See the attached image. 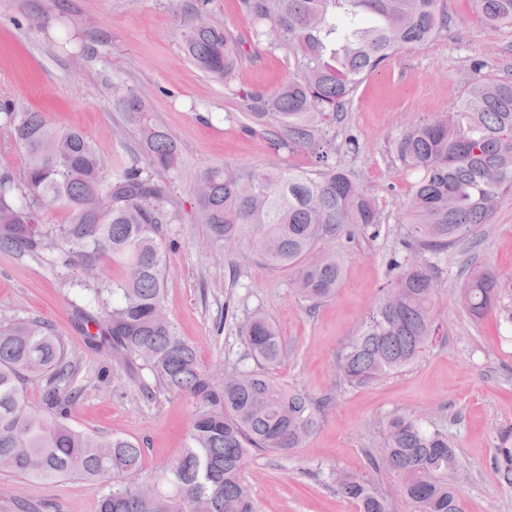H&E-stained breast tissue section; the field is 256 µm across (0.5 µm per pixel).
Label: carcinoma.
I'll return each mask as SVG.
<instances>
[{
  "label": "carcinoma",
  "mask_w": 512,
  "mask_h": 512,
  "mask_svg": "<svg viewBox=\"0 0 512 512\" xmlns=\"http://www.w3.org/2000/svg\"><path fill=\"white\" fill-rule=\"evenodd\" d=\"M493 35L512 34V0H471ZM240 12L282 54L292 70L276 92L236 89L244 45L216 23L206 0L185 12V57L224 88L241 95V122L266 127L273 149L304 151L316 170L274 173L216 165L194 184L195 220L205 242L222 256L234 248L294 273L293 288L313 305L330 297L342 274L323 250L336 237L378 238L384 219L355 172L340 160L328 123L365 76L393 55L428 44L448 31L447 0H238ZM112 105L138 137L134 158L104 172L83 132L55 127L45 113L3 111L12 140L23 150L21 180L0 174V248L96 274L109 258L121 279L98 288L85 315L92 346L147 371L154 385L192 397L198 411L181 457L161 476L156 494L127 481L141 468L143 449L123 436L104 438L73 427L74 396L62 392L70 361L62 339L37 320L0 325V470L39 480L76 476L90 487L110 484L99 512H255L242 472L253 452L290 455L317 432L326 402L289 389L263 367L284 349L274 325L256 310L238 322L244 353L218 378L204 369L194 345L164 312L169 258L163 225L179 221L170 179L182 169L175 139L150 116L145 97L113 85ZM402 169L416 176L402 206L392 277L362 332L338 357L343 384L367 386L417 361L437 332L438 266L427 260L463 241H476L512 193V80L479 76L448 115L406 127L394 144ZM65 208L67 224H45L43 213ZM499 279L474 269L460 301L476 320L498 310ZM251 360V368L244 361ZM44 389L29 405L28 387ZM512 436L502 438L495 468L512 484ZM376 469L399 478L410 512H461L463 472L448 435L419 419H389L371 455ZM336 492L361 512H393L389 497L364 480L339 474Z\"/></svg>",
  "instance_id": "carcinoma-1"
}]
</instances>
